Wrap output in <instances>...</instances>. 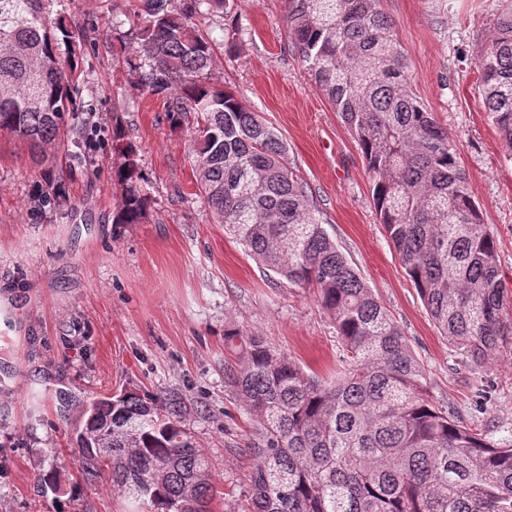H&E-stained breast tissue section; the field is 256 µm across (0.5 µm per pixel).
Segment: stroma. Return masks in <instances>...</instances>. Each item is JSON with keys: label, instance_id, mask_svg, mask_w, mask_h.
Returning a JSON list of instances; mask_svg holds the SVG:
<instances>
[{"label": "stroma", "instance_id": "stroma-1", "mask_svg": "<svg viewBox=\"0 0 512 512\" xmlns=\"http://www.w3.org/2000/svg\"><path fill=\"white\" fill-rule=\"evenodd\" d=\"M137 0H45L50 19L84 28L75 73L87 163L67 149L42 158L0 133V512H124L108 473L81 478L75 404L124 390L177 396L185 425L212 461L213 512H242L252 424L224 383V332L264 337L307 372L341 367L336 326L315 289L262 268L216 224L197 189L192 122L172 128L162 98L138 94L123 59L128 27L112 21ZM502 0H381L407 55L412 88L448 129L471 193L512 278V147L485 110L477 61ZM286 0H232L197 19L215 39L212 79L259 112L286 146L323 227L392 313L424 366L431 402L468 425L498 422L512 439V345L480 367L440 335L389 242L372 179L349 128L314 83L286 22ZM120 124L147 177L149 215L112 216ZM62 177L53 191L48 173ZM58 469L76 504L36 488Z\"/></svg>", "mask_w": 512, "mask_h": 512}]
</instances>
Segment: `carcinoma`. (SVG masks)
Returning a JSON list of instances; mask_svg holds the SVG:
<instances>
[{
  "label": "carcinoma",
  "mask_w": 512,
  "mask_h": 512,
  "mask_svg": "<svg viewBox=\"0 0 512 512\" xmlns=\"http://www.w3.org/2000/svg\"><path fill=\"white\" fill-rule=\"evenodd\" d=\"M295 48L355 136L387 238L448 344L475 366L512 343V287L458 161L457 144L415 96L404 48L380 0H287ZM226 0H139L125 62L142 93L165 98L174 127L194 115V176L224 232L260 265L317 290L343 368L325 380L261 336H224V382L253 420L246 512H512V444L499 425L463 424L424 396L425 372L388 309L339 251L285 146L260 115L213 84L212 39L196 18ZM80 27L44 0H0V131L45 157L78 111ZM484 106L512 148V7L478 59ZM112 128L124 188L114 224L147 216L136 149ZM83 473L108 471L134 512H211L207 452L181 402L127 391L81 406Z\"/></svg>",
  "instance_id": "cac0c4a2"
}]
</instances>
